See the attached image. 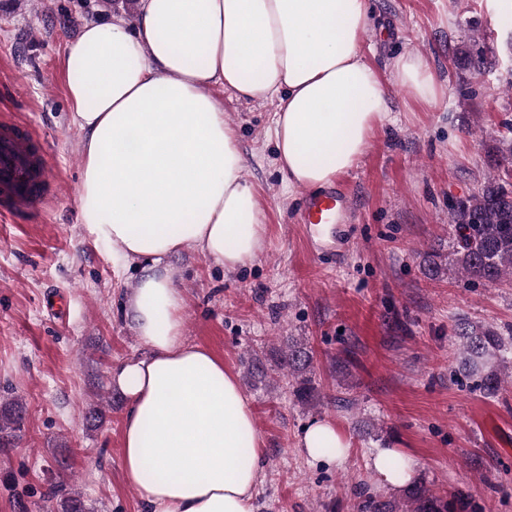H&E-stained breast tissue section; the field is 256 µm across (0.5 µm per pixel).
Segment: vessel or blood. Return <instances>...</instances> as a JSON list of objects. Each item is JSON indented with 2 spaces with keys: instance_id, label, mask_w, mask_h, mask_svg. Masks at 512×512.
Returning <instances> with one entry per match:
<instances>
[{
  "instance_id": "b4317fda",
  "label": "vessel or blood",
  "mask_w": 512,
  "mask_h": 512,
  "mask_svg": "<svg viewBox=\"0 0 512 512\" xmlns=\"http://www.w3.org/2000/svg\"><path fill=\"white\" fill-rule=\"evenodd\" d=\"M34 135L24 125L0 130V218L28 209L33 198L54 184L44 157L35 150ZM355 183L343 180L317 193H304L294 214L308 237L318 242L325 229L347 223L355 210Z\"/></svg>"
}]
</instances>
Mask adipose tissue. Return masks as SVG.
Returning <instances> with one entry per match:
<instances>
[{
	"mask_svg": "<svg viewBox=\"0 0 512 512\" xmlns=\"http://www.w3.org/2000/svg\"><path fill=\"white\" fill-rule=\"evenodd\" d=\"M369 0H140L84 26L62 59L82 133L81 221L141 271L128 310L145 355L112 373L127 399L122 468L142 512H252L263 442L236 375L184 335L186 300L168 263L191 248L233 271L262 252L267 216L245 175L238 132L213 94L276 103L269 130L289 187L352 169L390 110L362 35ZM395 81L428 101L415 52ZM299 446L342 462L348 441L311 421Z\"/></svg>",
	"mask_w": 512,
	"mask_h": 512,
	"instance_id": "obj_1",
	"label": "adipose tissue"
}]
</instances>
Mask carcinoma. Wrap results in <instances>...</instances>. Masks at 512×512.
Wrapping results in <instances>:
<instances>
[{
	"label": "carcinoma",
	"instance_id": "1",
	"mask_svg": "<svg viewBox=\"0 0 512 512\" xmlns=\"http://www.w3.org/2000/svg\"><path fill=\"white\" fill-rule=\"evenodd\" d=\"M455 241L451 261L467 282L494 284L512 276V183L497 176L487 179L475 194L448 204ZM453 337L459 346V372L487 393L512 382V358L505 356L508 342L494 326L458 319ZM312 352L303 341L291 340L273 373L295 383L294 394L303 402H314L317 393L311 376ZM22 408L0 409V439L20 424ZM465 495L447 499L423 484L396 499L369 495L358 512H457L466 507Z\"/></svg>",
	"mask_w": 512,
	"mask_h": 512
}]
</instances>
